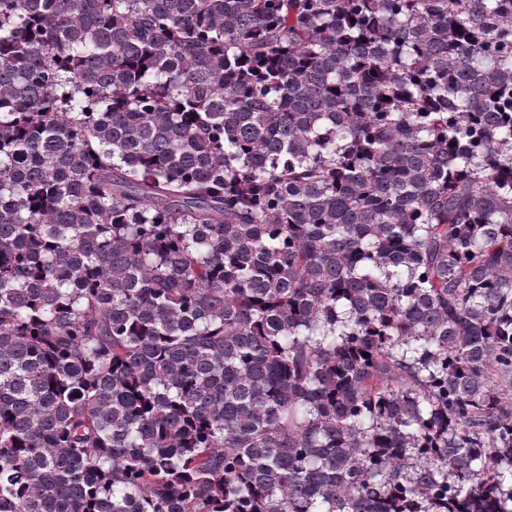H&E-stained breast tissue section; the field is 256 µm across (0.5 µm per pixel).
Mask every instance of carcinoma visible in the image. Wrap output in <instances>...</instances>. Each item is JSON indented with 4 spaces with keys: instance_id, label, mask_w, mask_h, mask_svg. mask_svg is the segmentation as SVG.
<instances>
[{
    "instance_id": "cac0c4a2",
    "label": "carcinoma",
    "mask_w": 512,
    "mask_h": 512,
    "mask_svg": "<svg viewBox=\"0 0 512 512\" xmlns=\"http://www.w3.org/2000/svg\"><path fill=\"white\" fill-rule=\"evenodd\" d=\"M0 512H512V0H0Z\"/></svg>"
}]
</instances>
